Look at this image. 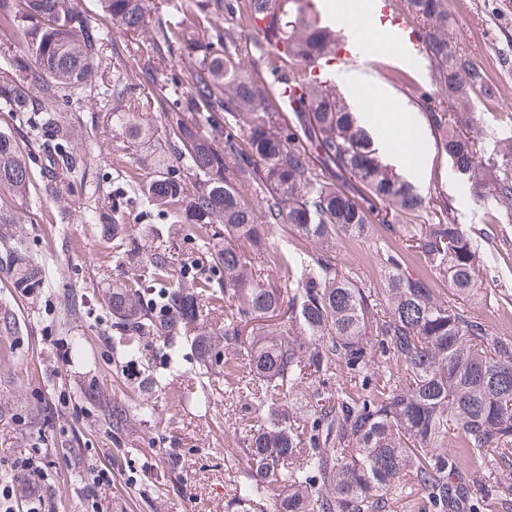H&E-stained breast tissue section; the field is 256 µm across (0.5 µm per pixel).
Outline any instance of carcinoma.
<instances>
[{
  "label": "carcinoma",
  "mask_w": 512,
  "mask_h": 512,
  "mask_svg": "<svg viewBox=\"0 0 512 512\" xmlns=\"http://www.w3.org/2000/svg\"><path fill=\"white\" fill-rule=\"evenodd\" d=\"M273 2L237 0L240 23L252 26ZM405 3L435 68V89L421 95L434 105L431 133L473 199L499 206L482 228L459 224L453 199L420 196L339 94L311 88L281 111L272 87L297 84L292 64L332 43L302 19L296 0L278 18L288 59L268 58L263 73L219 53L223 30L191 0L157 18L149 50L135 58L154 85L164 57L198 48L188 26L207 34L210 51L187 73L186 110L168 116L164 137L152 141L145 199L174 206L187 236L224 223V242L201 245L224 278L179 283L161 229L144 228L145 255L126 241L117 210L106 218L91 204L93 221L112 234L114 258L131 269L112 285V316L144 387L165 384L187 347L204 373L219 367L234 382L226 400L251 415L241 438L247 467L234 487L246 509L275 481L288 491L282 512H389L411 473L432 512L460 501L467 512H512V487L467 480L457 457L438 453L454 433L475 467L512 465V336L492 334L458 301L481 294L483 257L512 228V113L493 111L496 87L450 39L448 0ZM100 9L128 31L151 12L149 0H100ZM0 35L23 47L0 67V109L26 128L0 131V188L31 193L37 150L48 162L44 192L65 200L85 179L87 157L74 135L78 110L54 102L98 87L108 31L79 0H0ZM228 115L246 125L244 137ZM423 213L430 220L419 224ZM17 223L1 206L0 274L30 292L44 287L46 269L11 241L7 228ZM283 226L308 245L289 247ZM384 233L402 248L388 246ZM346 239L378 240L380 282L341 268L337 247ZM431 279L449 282L453 294L435 293ZM220 301L224 333L214 336L203 330L202 310ZM150 337L162 342L160 368L141 360Z\"/></svg>",
  "instance_id": "carcinoma-1"
}]
</instances>
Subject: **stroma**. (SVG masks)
I'll return each instance as SVG.
<instances>
[{"label": "stroma", "instance_id": "stroma-1", "mask_svg": "<svg viewBox=\"0 0 512 512\" xmlns=\"http://www.w3.org/2000/svg\"><path fill=\"white\" fill-rule=\"evenodd\" d=\"M177 0H153L152 18L144 30L113 28L112 50L103 61L105 85L118 89L145 127L163 134L166 112L184 107L187 84L178 55L168 56L158 70L163 108L147 105L149 87L132 61L133 47H147L153 19ZM449 31L469 47L473 59L500 92L499 109L512 113V0H448ZM213 18L224 30L231 56L248 54L262 66L267 45L251 30L238 27L229 8L216 6ZM357 69L371 86L387 89L402 109L390 113L394 138L416 128L421 147L409 151L399 170L426 197L453 198L457 221L482 225L492 202H476L465 194V180L438 149L427 126L421 101L404 91L393 71L404 70L425 88L434 84L427 57L407 64L401 51L371 44L356 57ZM82 123L75 136L88 156L86 184L75 187L74 205L59 219L43 191L18 198L0 192V204L19 216L12 232L48 278L37 298L30 299L0 281V471L18 456L44 455V484L55 496L59 512H90L83 487L94 470H108L107 494L112 512H241L233 499L235 480L245 466L234 443L235 430L246 418L224 402L223 375L200 372L187 355L180 376L159 391L145 393L132 373L119 367L122 349L112 328L108 299L112 285L127 269L112 257V243L96 228L85 203L96 184L111 186L120 201L119 218L129 228L155 224L167 233L170 257L182 266V280L207 276L200 241L219 242L224 226L203 225L196 236L184 235L170 206H145L141 187L149 179L146 150L125 128L113 125L100 95L84 97ZM342 267L368 281H378L380 267L373 241H343ZM210 393L209 407L196 397ZM148 400L150 415L112 426V404Z\"/></svg>", "mask_w": 512, "mask_h": 512}]
</instances>
